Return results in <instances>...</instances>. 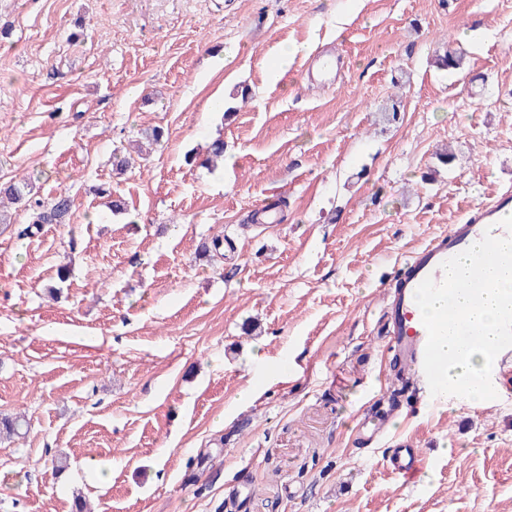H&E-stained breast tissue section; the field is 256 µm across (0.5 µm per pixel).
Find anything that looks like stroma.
<instances>
[{"label": "stroma", "instance_id": "stroma-1", "mask_svg": "<svg viewBox=\"0 0 512 512\" xmlns=\"http://www.w3.org/2000/svg\"><path fill=\"white\" fill-rule=\"evenodd\" d=\"M450 41L465 74L433 65ZM307 42L335 82L301 55L271 79ZM15 177L73 216L0 224V418L27 420L0 436V512H512V382L353 450L390 402L383 282L512 187V0H0ZM401 440L429 461L412 485L387 467Z\"/></svg>", "mask_w": 512, "mask_h": 512}]
</instances>
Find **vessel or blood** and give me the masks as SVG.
<instances>
[{
	"label": "vessel or blood",
	"mask_w": 512,
	"mask_h": 512,
	"mask_svg": "<svg viewBox=\"0 0 512 512\" xmlns=\"http://www.w3.org/2000/svg\"><path fill=\"white\" fill-rule=\"evenodd\" d=\"M512 241V190H502L466 214L460 223L434 234L415 250L386 284L387 333L397 353L402 375L416 385L423 397L434 401L454 395L448 381V366L439 357L443 337L462 344L479 336L467 318L461 297L483 298L492 268L512 269V250H502ZM439 306V317L424 316L420 300ZM497 348L488 378L512 376V304L506 305L492 330ZM391 472L403 482L415 483L427 461L420 449L398 442L388 458Z\"/></svg>",
	"instance_id": "1"
}]
</instances>
